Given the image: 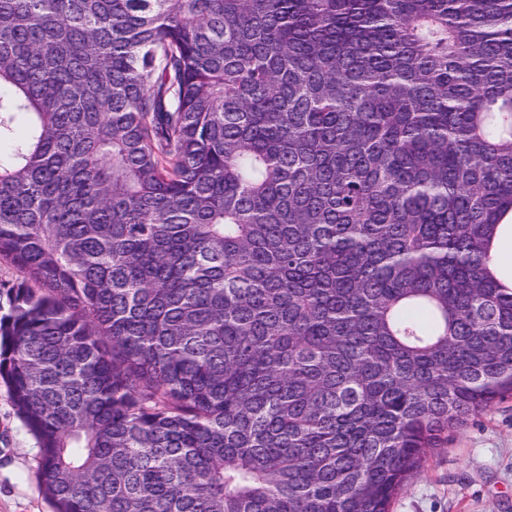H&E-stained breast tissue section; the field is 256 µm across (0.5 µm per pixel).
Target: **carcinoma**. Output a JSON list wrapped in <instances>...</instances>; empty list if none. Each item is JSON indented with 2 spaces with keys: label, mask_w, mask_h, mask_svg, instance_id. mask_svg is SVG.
Wrapping results in <instances>:
<instances>
[{
  "label": "carcinoma",
  "mask_w": 512,
  "mask_h": 512,
  "mask_svg": "<svg viewBox=\"0 0 512 512\" xmlns=\"http://www.w3.org/2000/svg\"><path fill=\"white\" fill-rule=\"evenodd\" d=\"M5 142L53 512H391L512 400V0H0ZM490 268L497 272L510 269L512 271V236H500L494 243L491 252Z\"/></svg>",
  "instance_id": "cac0c4a2"
}]
</instances>
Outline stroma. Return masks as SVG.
Instances as JSON below:
<instances>
[{
    "mask_svg": "<svg viewBox=\"0 0 512 512\" xmlns=\"http://www.w3.org/2000/svg\"><path fill=\"white\" fill-rule=\"evenodd\" d=\"M37 466L36 443L0 385V512H52L35 480ZM392 512H512V400L450 432Z\"/></svg>",
    "mask_w": 512,
    "mask_h": 512,
    "instance_id": "35a3bbf8",
    "label": "stroma"
}]
</instances>
